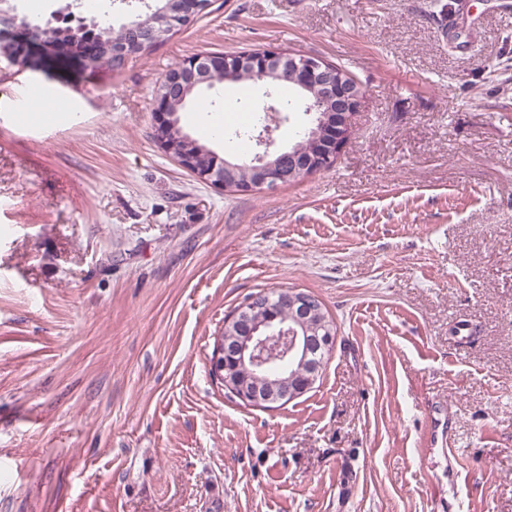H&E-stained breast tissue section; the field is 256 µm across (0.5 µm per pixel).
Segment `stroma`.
Wrapping results in <instances>:
<instances>
[{
	"label": "stroma",
	"instance_id": "1",
	"mask_svg": "<svg viewBox=\"0 0 512 512\" xmlns=\"http://www.w3.org/2000/svg\"><path fill=\"white\" fill-rule=\"evenodd\" d=\"M211 0L122 68L0 52V512H512V0ZM344 66L335 164L273 190L197 180L154 140L184 59ZM27 82L66 106L9 111ZM256 113L208 146L257 152ZM332 316L314 388L260 409L210 358L249 294ZM448 445L421 448L428 416ZM289 55H293L292 53L284 52L279 49H263V50H255V51H244L240 52L237 55L236 68L238 70H242L245 66L247 68H252L253 72H261L262 74L273 77L275 80L282 79L281 73L284 75L285 73V63L282 64L281 73L278 69L270 68V62L283 58ZM288 84L285 80H279L276 84ZM291 86V85H290Z\"/></svg>",
	"mask_w": 512,
	"mask_h": 512
}]
</instances>
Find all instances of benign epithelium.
Instances as JSON below:
<instances>
[{
	"instance_id": "7a95c632",
	"label": "benign epithelium",
	"mask_w": 512,
	"mask_h": 512,
	"mask_svg": "<svg viewBox=\"0 0 512 512\" xmlns=\"http://www.w3.org/2000/svg\"><path fill=\"white\" fill-rule=\"evenodd\" d=\"M207 5L206 0H172L156 12L150 24L133 25L134 40L117 45L101 41L92 32L72 41H60L47 33L44 42L58 54L80 57L87 66L112 57L126 60L151 46L148 39L154 37L157 30L169 34L178 31ZM32 39L30 28L19 25L11 13L0 11V46L12 64H24ZM286 56L288 53L279 49L244 51L237 55L236 68L247 67L279 80L281 73L269 64ZM225 68L230 65L224 62L222 54L195 55L171 70L156 92L155 141L198 180L238 192L263 187L272 189L325 169L342 150L349 134L350 116L362 97L361 89L330 61L307 55L301 56L289 81L314 98L312 104L305 99L300 104L303 112L311 116L308 135L316 151L292 155L293 166L283 170L278 163L269 161L273 128L266 124L255 135L258 146L264 147V151L244 163L250 176L241 181L230 178V173L240 169L238 165L226 161L218 170L201 163L207 150L191 137H184L182 145L176 146L169 140L175 125L172 95L179 93L180 102H185L186 90L209 82V76ZM279 298L288 302L286 319L278 314ZM241 315L250 318L246 333L220 336L216 342L215 359L219 360L225 389L245 405L259 408L288 404L311 389L322 372L327 352L335 346L319 299L304 291L277 290L271 295L249 299L238 309L234 319Z\"/></svg>"
}]
</instances>
